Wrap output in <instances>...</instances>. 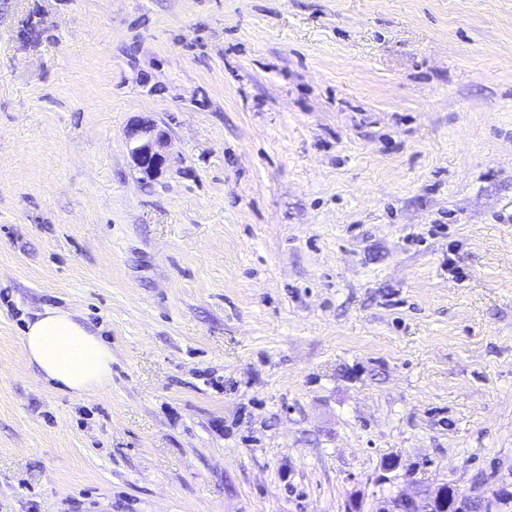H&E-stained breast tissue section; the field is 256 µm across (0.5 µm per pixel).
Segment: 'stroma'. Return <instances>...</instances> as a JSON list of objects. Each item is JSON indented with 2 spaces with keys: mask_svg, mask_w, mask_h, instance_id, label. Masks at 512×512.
Instances as JSON below:
<instances>
[{
  "mask_svg": "<svg viewBox=\"0 0 512 512\" xmlns=\"http://www.w3.org/2000/svg\"><path fill=\"white\" fill-rule=\"evenodd\" d=\"M46 308L94 396L28 361ZM443 482L512 483V0H0V512ZM130 145V156L136 169L147 177H157L172 167L173 161L164 152L166 131L150 123L134 121L124 130ZM27 357L62 392L83 397L103 387L112 372V349L65 311L46 308L22 337Z\"/></svg>",
  "mask_w": 512,
  "mask_h": 512,
  "instance_id": "stroma-1",
  "label": "stroma"
}]
</instances>
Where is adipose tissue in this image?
Segmentation results:
<instances>
[{
    "label": "adipose tissue",
    "instance_id": "adipose-tissue-1",
    "mask_svg": "<svg viewBox=\"0 0 512 512\" xmlns=\"http://www.w3.org/2000/svg\"><path fill=\"white\" fill-rule=\"evenodd\" d=\"M22 344L43 378L73 396L92 393L111 376V347L68 312L47 308L38 313Z\"/></svg>",
    "mask_w": 512,
    "mask_h": 512
}]
</instances>
